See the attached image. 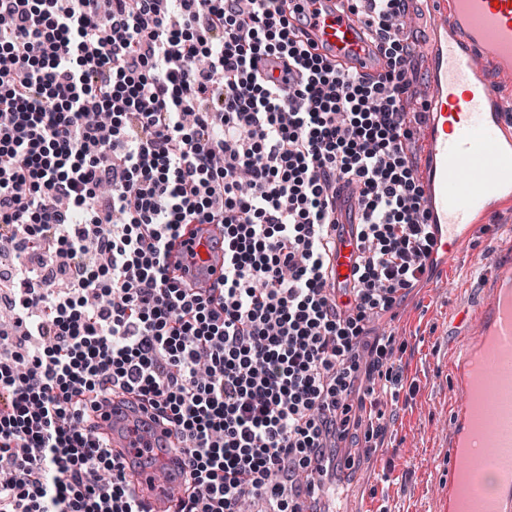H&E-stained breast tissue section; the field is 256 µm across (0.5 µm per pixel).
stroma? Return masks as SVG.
Here are the masks:
<instances>
[{"mask_svg": "<svg viewBox=\"0 0 512 512\" xmlns=\"http://www.w3.org/2000/svg\"><path fill=\"white\" fill-rule=\"evenodd\" d=\"M442 272L427 273L388 327L396 338L394 367L413 389L408 404L381 396L389 421L381 448L338 473L345 512H438L456 460L445 448L451 376L448 364L466 328L465 313L482 297L477 257L512 255V198L501 202Z\"/></svg>", "mask_w": 512, "mask_h": 512, "instance_id": "obj_1", "label": "stroma"}]
</instances>
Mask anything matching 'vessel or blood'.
I'll list each match as a JSON object with an SVG mask.
<instances>
[{"mask_svg": "<svg viewBox=\"0 0 512 512\" xmlns=\"http://www.w3.org/2000/svg\"><path fill=\"white\" fill-rule=\"evenodd\" d=\"M310 40L319 52L358 73H376L382 60L374 33L339 0H313ZM436 41L429 59L430 95L422 107L427 149V221L434 227L430 265L444 267L494 211L499 198L512 197V134L506 131L493 73H512V0H451L432 15ZM353 187L341 186L333 217L345 233L330 255L337 282L356 262L350 210ZM167 263L183 285L201 293L219 287L224 273V236L215 224L181 228ZM482 299L472 311V327L455 350L447 443L466 460L475 432H483L491 462L502 479L492 500L494 512H512V258L477 263ZM138 414L115 405L101 428L114 451L123 455L133 481L169 484L184 480L182 460L164 472L137 470L134 451L166 445L158 433L135 434Z\"/></svg>", "mask_w": 512, "mask_h": 512, "instance_id": "vessel-or-blood-1", "label": "vessel or blood"}]
</instances>
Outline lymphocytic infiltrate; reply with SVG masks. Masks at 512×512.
Masks as SVG:
<instances>
[{"label": "lymphocytic infiltrate", "instance_id": "1", "mask_svg": "<svg viewBox=\"0 0 512 512\" xmlns=\"http://www.w3.org/2000/svg\"><path fill=\"white\" fill-rule=\"evenodd\" d=\"M283 0H0V512H148L96 424L131 396L189 474L177 512H302L349 434L371 333L434 247L402 99L406 0H360L365 78ZM358 189L351 287L328 283L337 181ZM224 228L218 295L168 275ZM63 290H56V283Z\"/></svg>", "mask_w": 512, "mask_h": 512}]
</instances>
